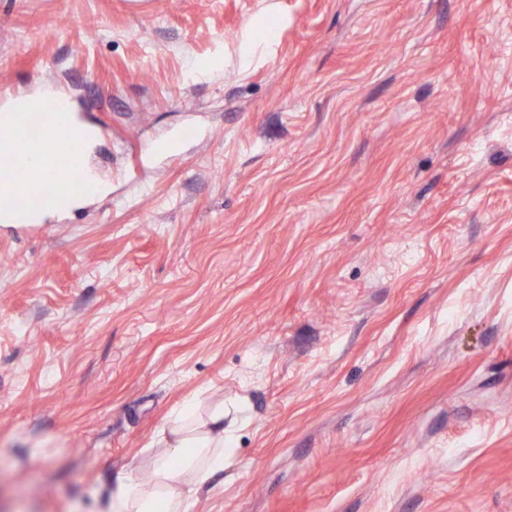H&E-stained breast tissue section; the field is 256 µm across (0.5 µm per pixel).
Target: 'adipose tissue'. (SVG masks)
I'll return each instance as SVG.
<instances>
[{
    "label": "adipose tissue",
    "instance_id": "adipose-tissue-1",
    "mask_svg": "<svg viewBox=\"0 0 512 512\" xmlns=\"http://www.w3.org/2000/svg\"><path fill=\"white\" fill-rule=\"evenodd\" d=\"M224 408L183 407L168 418L143 462L115 470L102 489V512H192L230 463Z\"/></svg>",
    "mask_w": 512,
    "mask_h": 512
}]
</instances>
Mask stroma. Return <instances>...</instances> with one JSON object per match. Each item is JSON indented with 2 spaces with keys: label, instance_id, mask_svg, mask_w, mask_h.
<instances>
[{
  "label": "stroma",
  "instance_id": "obj_1",
  "mask_svg": "<svg viewBox=\"0 0 512 512\" xmlns=\"http://www.w3.org/2000/svg\"><path fill=\"white\" fill-rule=\"evenodd\" d=\"M110 185L0 224V512H97L224 405L193 512H512V0H0Z\"/></svg>",
  "mask_w": 512,
  "mask_h": 512
}]
</instances>
